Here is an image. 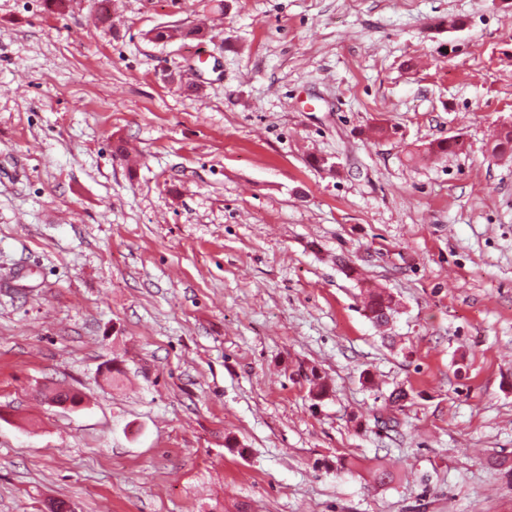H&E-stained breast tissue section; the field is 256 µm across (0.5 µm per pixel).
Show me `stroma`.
I'll list each match as a JSON object with an SVG mask.
<instances>
[{
	"label": "stroma",
	"mask_w": 512,
	"mask_h": 512,
	"mask_svg": "<svg viewBox=\"0 0 512 512\" xmlns=\"http://www.w3.org/2000/svg\"><path fill=\"white\" fill-rule=\"evenodd\" d=\"M509 124L512 0H0V512H512ZM152 39L157 42H169L177 39H197L202 40L207 37V32L204 28L199 26L187 28H169L160 26L150 31ZM365 288L366 301L364 312L366 317L377 326L387 325L395 311V300L384 291L374 289L371 286Z\"/></svg>",
	"instance_id": "stroma-1"
}]
</instances>
